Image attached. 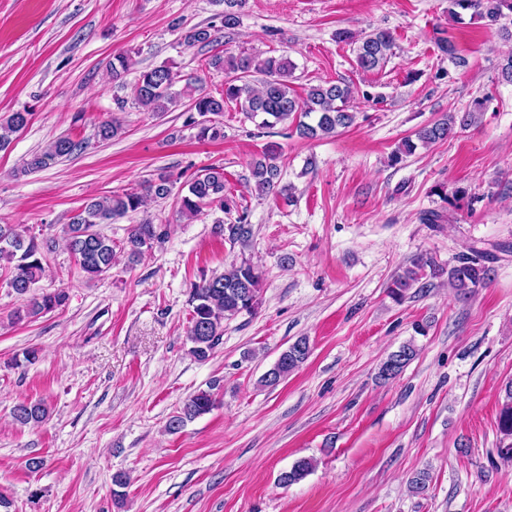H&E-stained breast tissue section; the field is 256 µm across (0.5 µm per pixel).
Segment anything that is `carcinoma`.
<instances>
[{"mask_svg": "<svg viewBox=\"0 0 512 512\" xmlns=\"http://www.w3.org/2000/svg\"><path fill=\"white\" fill-rule=\"evenodd\" d=\"M224 11L220 15L221 27L235 29L247 0H220ZM448 12L462 19L470 18L497 21L512 13V0H449ZM218 29L214 25L192 26L184 31L183 40L189 46L208 47L217 42ZM393 38L389 32L374 30L364 36L356 48V60L364 70H376L385 66L393 55ZM209 66L227 74L224 88L219 95L200 91L181 101V93L174 90L177 73L167 65L157 66L141 72L134 89L136 103L148 112L163 113L170 107L183 105L186 115L184 126L197 129L199 139L215 140L224 136V128L218 117L224 114L225 105L232 103L244 112L245 117L259 129H272L288 121L294 124L295 133L314 140L336 132L339 128L351 126L355 114L350 109L353 98L352 88L343 83L324 82L311 86L306 96L298 97L290 85L294 65L284 56L259 58L247 52L225 56L217 53L211 56ZM259 75V83L252 77ZM33 113L12 112L0 119V150L7 148L12 136L28 126ZM475 119L474 113L464 112L458 116L450 114L418 129L415 138H406L391 155V161L399 162L402 157L415 152L418 145H428L445 140L455 128L469 126ZM122 131L121 123L112 119L97 127L96 135L101 141H110ZM79 143L68 136L53 140L44 151L35 153L25 162L23 172L32 173L47 166L48 161L73 154ZM278 150L273 145L264 147L259 157L251 163V176L257 190L262 194L279 190L282 170L277 163ZM172 181L165 175L149 180L137 188L121 193L93 199L71 217L66 225L67 249L74 257L80 271L88 281L97 280L112 269L115 256L125 252L132 259L152 249L153 244L165 237V231L155 224H135L127 238L118 244L112 237L102 233L98 226L112 220L138 212L149 196L166 198L171 193ZM187 194L179 200L182 216L193 219L206 207L220 210L232 209V200L224 195V167L212 165L193 175L187 182ZM214 233L228 235L232 243L244 244L252 235V225L247 215L241 214L237 223L229 226L218 224ZM54 250L52 238L30 235L14 224H0V263H5L7 284L16 294L30 296L24 308L14 312L17 321L40 318L63 307L68 300L66 291L31 294L47 266V258ZM484 253L476 251L471 256H461L457 264L446 268L433 257L419 255L411 265L395 275L389 285L390 296L401 301L407 291L416 284L427 287V281L448 275V281L457 295L464 298L485 287L490 280V269L482 264ZM261 275L249 261L235 262L224 273L203 279L191 289V318L186 340L189 353L198 361H206L224 336V321L242 312L253 313L259 304ZM309 341L300 337L281 352L274 366L261 379L268 387L298 369L309 357ZM416 350L411 344H404L388 355L379 368V377L389 380L397 377L414 359ZM215 405L211 391L201 390L189 396L182 407L171 415L166 423L169 433L180 432L187 423L208 413ZM48 415V408L42 401H21L13 408V418L21 425L38 424ZM498 428L503 439L510 443L498 448L503 460H512V381L504 387ZM314 468L310 458H300L280 473L279 482L290 486L303 480Z\"/></svg>", "mask_w": 512, "mask_h": 512, "instance_id": "1", "label": "carcinoma"}]
</instances>
